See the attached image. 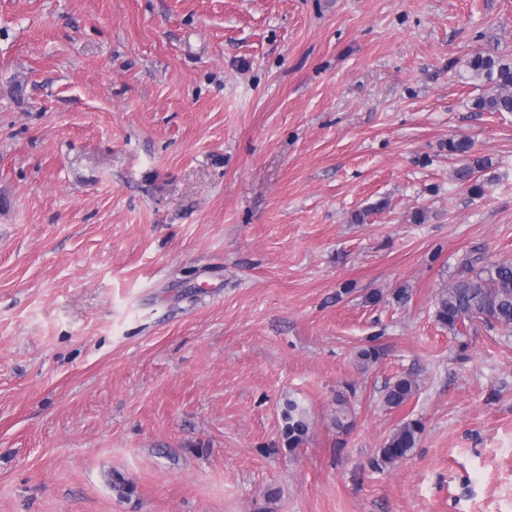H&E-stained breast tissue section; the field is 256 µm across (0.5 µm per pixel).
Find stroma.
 Wrapping results in <instances>:
<instances>
[{
	"label": "stroma",
	"mask_w": 512,
	"mask_h": 512,
	"mask_svg": "<svg viewBox=\"0 0 512 512\" xmlns=\"http://www.w3.org/2000/svg\"><path fill=\"white\" fill-rule=\"evenodd\" d=\"M479 51L512 0H0V512H512V332L434 317L512 263ZM490 165L489 159L474 158L457 171L458 180L468 183L469 192L474 196H482L485 193V182L480 180L478 172L487 169ZM418 380L403 376L395 379L385 387L382 403L388 408H397L404 404L418 390ZM285 421L284 434L288 448L295 449L303 445L309 436V425L304 409L295 401H288L283 411ZM422 431L423 426L417 420L401 424L380 448L379 457L374 461L375 465L379 468L392 467L404 460L413 448H416Z\"/></svg>",
	"instance_id": "obj_1"
}]
</instances>
